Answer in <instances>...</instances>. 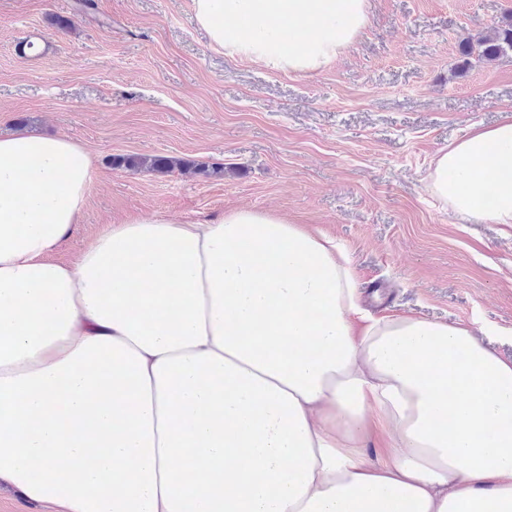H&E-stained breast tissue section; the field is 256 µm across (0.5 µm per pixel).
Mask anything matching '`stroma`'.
<instances>
[{
	"instance_id": "stroma-1",
	"label": "stroma",
	"mask_w": 512,
	"mask_h": 512,
	"mask_svg": "<svg viewBox=\"0 0 512 512\" xmlns=\"http://www.w3.org/2000/svg\"><path fill=\"white\" fill-rule=\"evenodd\" d=\"M95 4L0 0V130L98 158L58 260L134 216L268 209L343 245L368 313L466 325L512 360V226L462 220L429 179L441 149L512 118V56L466 68L459 53L512 0H367L366 27L310 75L210 48L191 0ZM118 154L191 168L120 170Z\"/></svg>"
}]
</instances>
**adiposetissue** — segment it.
Instances as JSON below:
<instances>
[{"instance_id": "obj_1", "label": "adipose tissue", "mask_w": 512, "mask_h": 512, "mask_svg": "<svg viewBox=\"0 0 512 512\" xmlns=\"http://www.w3.org/2000/svg\"><path fill=\"white\" fill-rule=\"evenodd\" d=\"M192 4L211 47L295 73L367 23L366 0ZM287 28L303 41L273 51ZM93 168L0 132V483L51 512H512V360L462 325L365 316L336 243L271 211L136 217L59 262ZM430 180L512 224V120Z\"/></svg>"}]
</instances>
